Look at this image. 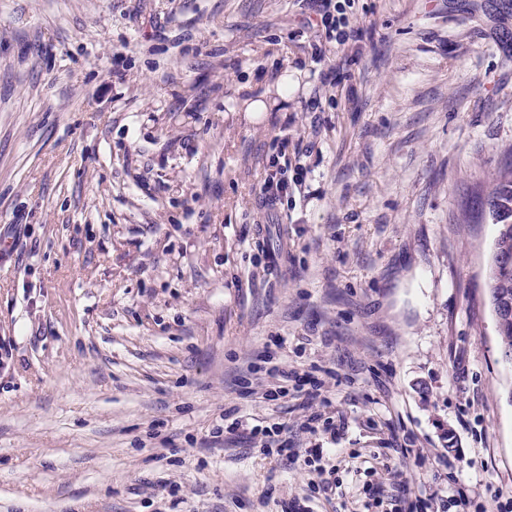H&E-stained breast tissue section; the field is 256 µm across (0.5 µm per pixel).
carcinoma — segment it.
<instances>
[{
  "label": "carcinoma",
  "instance_id": "obj_1",
  "mask_svg": "<svg viewBox=\"0 0 512 512\" xmlns=\"http://www.w3.org/2000/svg\"><path fill=\"white\" fill-rule=\"evenodd\" d=\"M488 213L498 225L485 294L495 317L501 354L512 367V178L500 182L487 200Z\"/></svg>",
  "mask_w": 512,
  "mask_h": 512
}]
</instances>
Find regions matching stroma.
Masks as SVG:
<instances>
[{
  "label": "stroma",
  "mask_w": 512,
  "mask_h": 512,
  "mask_svg": "<svg viewBox=\"0 0 512 512\" xmlns=\"http://www.w3.org/2000/svg\"><path fill=\"white\" fill-rule=\"evenodd\" d=\"M310 10L0 0V512H343L250 433L299 439L327 401L337 453L420 448L386 457L385 489L427 494L453 447L471 512L512 491V367L484 296L512 0H359L373 38L318 66ZM281 135L318 152L306 195L270 211L255 192ZM274 364L321 368L320 399H262ZM225 414L242 424L215 436Z\"/></svg>",
  "instance_id": "obj_1"
}]
</instances>
